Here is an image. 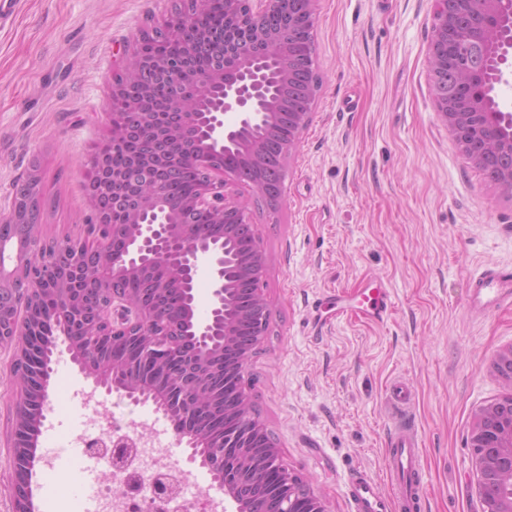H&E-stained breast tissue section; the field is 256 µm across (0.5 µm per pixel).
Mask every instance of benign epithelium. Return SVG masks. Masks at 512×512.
<instances>
[{"label":"benign epithelium","mask_w":512,"mask_h":512,"mask_svg":"<svg viewBox=\"0 0 512 512\" xmlns=\"http://www.w3.org/2000/svg\"><path fill=\"white\" fill-rule=\"evenodd\" d=\"M209 0H194V8L165 24L168 30L193 32L196 19ZM503 0H436L433 37L429 46L433 84L450 70L457 81L435 93L436 110L462 151L482 169L493 157L509 163L496 169L492 181L512 192V111L496 100L491 111L486 87L512 85V14L502 12ZM315 0H224V27L245 36L239 48L235 77L224 72L198 70L176 60L141 53L140 46L123 57L122 72L113 98L138 118L148 133L166 140L165 152L144 161V173L174 168L189 154L200 171L198 188L177 204L163 194L161 181L144 180L139 205L124 213L120 223L112 212L101 211L98 198L114 193L123 183L118 170L106 171L105 154H98V174L87 184L93 219L86 241L60 244L40 241L38 255L19 251L11 268L0 264V343L9 346V373L20 388L14 411L15 481L12 512H33L31 473L32 439L43 423L50 400L46 374L50 360L45 348L66 345L72 360L92 388L117 393L133 402L152 401L173 424L179 441L196 447L214 477L232 470L233 481L224 482L225 512H330L326 501L309 480L288 470L264 423L254 412L244 372L266 335L269 309L263 294L266 259L258 240L252 249L232 257L238 276L252 283L253 298L246 315L255 332L237 359L225 357L236 347L235 325L225 320L224 299L233 296L235 281L224 275V238H198L189 232L183 215L208 212L219 221L232 218L249 223L248 206L229 189L245 185L277 209L284 193L260 180H245L227 166L214 162L225 147L248 152L257 175L274 167L285 175L287 160L296 146L291 141L279 155H268L264 140L251 134L259 125L267 135L294 123L303 130L310 121L314 87H295L296 63L289 51L288 35L305 18L314 20ZM282 20L270 31L262 20L268 14ZM471 24L476 64L464 63L455 52L459 20ZM159 67L180 92L166 103L165 111L181 116L179 126L156 123L140 102L125 99L128 84L142 71ZM134 229L123 249L103 251L117 240L120 229ZM168 275L152 284L156 295L180 288L185 299L170 312L160 303L146 304L124 283L152 268ZM210 281L207 318L197 317L195 283ZM494 372L507 393L481 406L474 414L467 437L473 474L480 499L491 504L487 512H512V346L500 352ZM137 439L110 435L88 440L93 453L121 459Z\"/></svg>","instance_id":"1"}]
</instances>
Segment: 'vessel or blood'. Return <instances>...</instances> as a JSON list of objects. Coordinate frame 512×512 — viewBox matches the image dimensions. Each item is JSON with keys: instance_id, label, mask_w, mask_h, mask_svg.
Returning a JSON list of instances; mask_svg holds the SVG:
<instances>
[{"instance_id": "1", "label": "vessel or blood", "mask_w": 512, "mask_h": 512, "mask_svg": "<svg viewBox=\"0 0 512 512\" xmlns=\"http://www.w3.org/2000/svg\"><path fill=\"white\" fill-rule=\"evenodd\" d=\"M359 297L363 312L379 315L387 309L384 289L364 288ZM467 304L477 315L512 307V282L500 271L486 270L471 283ZM35 445L37 450L51 453L58 472L76 471L88 482L96 478V467L72 443L60 439L58 432L48 429L39 433ZM386 466L391 478V492H384L372 480L356 482L352 493L358 512H410L422 491L415 481L422 469V457L413 427H403L394 436Z\"/></svg>"}]
</instances>
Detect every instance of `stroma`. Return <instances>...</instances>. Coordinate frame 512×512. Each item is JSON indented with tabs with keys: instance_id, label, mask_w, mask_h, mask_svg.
Returning a JSON list of instances; mask_svg holds the SVG:
<instances>
[{
	"instance_id": "obj_1",
	"label": "stroma",
	"mask_w": 512,
	"mask_h": 512,
	"mask_svg": "<svg viewBox=\"0 0 512 512\" xmlns=\"http://www.w3.org/2000/svg\"><path fill=\"white\" fill-rule=\"evenodd\" d=\"M176 0H16L0 22V208L31 168L42 235L84 234L90 161L124 48ZM434 0H316L311 120L285 171L284 202L251 201L266 257L268 329L245 372L254 409L288 468L331 512H357L352 483L386 484L393 383L412 395L426 468L415 512H483L466 438L499 397L492 362L512 346V309L472 316L468 286L512 275V193L488 182L439 118L428 47ZM389 288L384 322L336 314L364 286ZM0 348V512L11 508L19 389ZM105 405L138 433L167 425L152 404Z\"/></svg>"
}]
</instances>
